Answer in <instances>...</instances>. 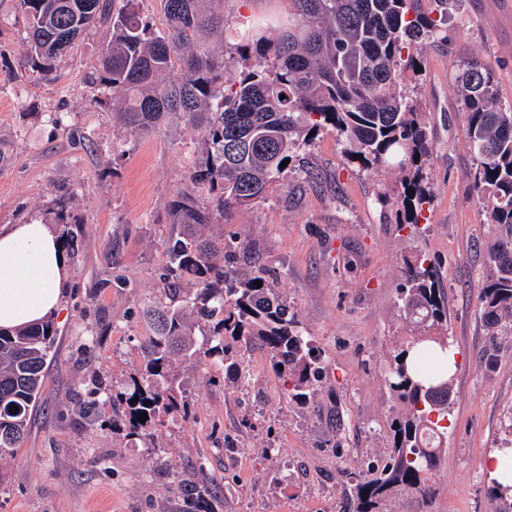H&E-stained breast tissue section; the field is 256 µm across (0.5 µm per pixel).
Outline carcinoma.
<instances>
[{"label":"carcinoma","mask_w":512,"mask_h":512,"mask_svg":"<svg viewBox=\"0 0 512 512\" xmlns=\"http://www.w3.org/2000/svg\"><path fill=\"white\" fill-rule=\"evenodd\" d=\"M5 2L28 32L20 72L52 79L78 37L106 26L110 41L87 83L112 91V104L135 132L174 114L203 135V158L186 179L207 196V206L184 193L171 201L172 223L181 231L168 246L165 302L144 312L152 334L143 343V373L113 394L129 436L142 438L160 412L180 408L181 365L212 358L225 375L234 374L227 353L237 342L269 350L274 370L291 379L292 399H305L323 372L312 340L265 271L237 269L244 241L203 239L197 228L265 198L284 172L280 164L326 127L336 130L350 160L400 171L396 223H418L430 201L424 167L432 142L403 81L406 72L418 71L417 44L441 33L438 20L416 11V0H288V25L270 39L267 27L249 16L224 22L216 0H159L167 20L162 33L141 15L139 0H0V6ZM226 28L242 60L228 74L224 52L210 45L224 40ZM458 82L476 159L474 189L496 230L481 308L490 328L512 331V105L499 101L488 61H467ZM399 295L406 318L421 327L389 371L390 386L410 413L394 430L389 456L359 484L357 512H373L396 485L425 492L442 435L431 415L448 413L419 389L445 380L436 348L450 347L448 339L426 332L448 320V307L423 262L409 265ZM55 337L51 321L0 329V459L15 454L27 431ZM413 347L418 352L410 369L404 358ZM491 495L500 502L497 512H512V486L494 485Z\"/></svg>","instance_id":"cac0c4a2"}]
</instances>
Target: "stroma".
Returning <instances> with one entry per match:
<instances>
[{
	"instance_id": "obj_1",
	"label": "stroma",
	"mask_w": 512,
	"mask_h": 512,
	"mask_svg": "<svg viewBox=\"0 0 512 512\" xmlns=\"http://www.w3.org/2000/svg\"><path fill=\"white\" fill-rule=\"evenodd\" d=\"M420 6L448 25L424 42L406 82L434 146L432 201L418 223L396 224L378 201L396 195L399 172L350 162L326 129L299 146L265 200L204 228L248 242L321 351L322 382L307 402L292 400L271 354L238 342L237 374L187 369V414H161L136 444L111 403L89 419L80 408L93 388L122 389L142 363V311L162 291L178 233L169 205L200 160L201 133L175 117L150 132L124 126L111 93L84 80L111 37L104 28L79 39L56 81L8 79L27 39L21 19L0 17V228L38 218L78 238L40 400L0 464V512H355L358 481L409 411L388 373L418 333L398 290L419 259L444 293L443 331L461 363L426 492L396 488L376 512H497L484 460L512 438V335H493L482 318L494 231L470 179L457 76L473 57L491 60L498 96L512 104V0ZM203 475L200 503L189 487Z\"/></svg>"
}]
</instances>
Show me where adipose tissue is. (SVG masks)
Segmentation results:
<instances>
[{
  "label": "adipose tissue",
  "instance_id": "adipose-tissue-1",
  "mask_svg": "<svg viewBox=\"0 0 512 512\" xmlns=\"http://www.w3.org/2000/svg\"><path fill=\"white\" fill-rule=\"evenodd\" d=\"M48 224L31 220L0 230V328L39 323L58 314L67 271Z\"/></svg>",
  "mask_w": 512,
  "mask_h": 512
}]
</instances>
